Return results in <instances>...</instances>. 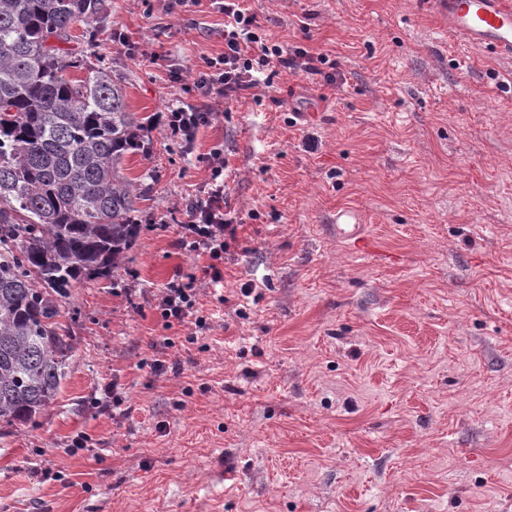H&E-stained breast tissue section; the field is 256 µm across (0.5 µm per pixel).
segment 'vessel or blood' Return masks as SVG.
<instances>
[{"label": "vessel or blood", "instance_id": "1", "mask_svg": "<svg viewBox=\"0 0 512 512\" xmlns=\"http://www.w3.org/2000/svg\"><path fill=\"white\" fill-rule=\"evenodd\" d=\"M431 5L447 19L449 36L512 57V0H431Z\"/></svg>", "mask_w": 512, "mask_h": 512}]
</instances>
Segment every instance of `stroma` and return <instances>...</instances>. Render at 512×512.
Here are the masks:
<instances>
[{
    "label": "stroma",
    "instance_id": "obj_1",
    "mask_svg": "<svg viewBox=\"0 0 512 512\" xmlns=\"http://www.w3.org/2000/svg\"><path fill=\"white\" fill-rule=\"evenodd\" d=\"M108 4L73 47L124 82L150 141L125 173L152 189L127 269L62 301L57 397L0 428V512H512V59L427 0H249L326 62L228 111L170 79L223 52V14ZM203 105L192 148L164 134ZM217 148L243 224L208 329L168 328L155 294L209 263L174 241ZM217 112H211L207 108L176 107L170 110L168 115V128L171 134L180 136L185 143L193 141L196 130L215 120Z\"/></svg>",
    "mask_w": 512,
    "mask_h": 512
}]
</instances>
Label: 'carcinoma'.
I'll return each instance as SVG.
<instances>
[{"instance_id":"1","label":"carcinoma","mask_w":512,"mask_h":512,"mask_svg":"<svg viewBox=\"0 0 512 512\" xmlns=\"http://www.w3.org/2000/svg\"><path fill=\"white\" fill-rule=\"evenodd\" d=\"M107 0H0V424L36 423L66 377L58 300L130 263L145 153L125 85L64 48Z\"/></svg>"}]
</instances>
